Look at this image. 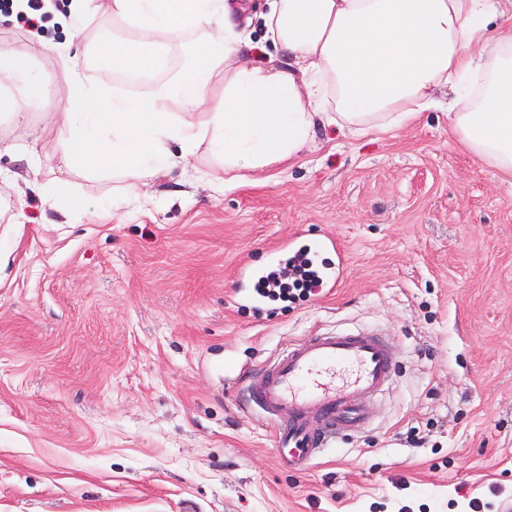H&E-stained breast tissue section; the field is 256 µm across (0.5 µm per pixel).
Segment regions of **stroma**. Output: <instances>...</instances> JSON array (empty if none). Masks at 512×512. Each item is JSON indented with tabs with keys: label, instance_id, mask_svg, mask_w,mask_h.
<instances>
[{
	"label": "stroma",
	"instance_id": "stroma-1",
	"mask_svg": "<svg viewBox=\"0 0 512 512\" xmlns=\"http://www.w3.org/2000/svg\"><path fill=\"white\" fill-rule=\"evenodd\" d=\"M47 32L0 12V48L93 45L110 17ZM39 72L58 83L54 58ZM35 106L0 152V512H512V183L463 151L445 113L386 134L321 128L297 161L217 190L194 166L148 188L75 179L51 205L55 135ZM335 238L331 294L239 297L241 263ZM372 327L398 374L361 433L302 469L241 402L240 378L321 331Z\"/></svg>",
	"mask_w": 512,
	"mask_h": 512
}]
</instances>
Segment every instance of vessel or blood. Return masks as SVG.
<instances>
[{"label": "vessel or blood", "mask_w": 512, "mask_h": 512, "mask_svg": "<svg viewBox=\"0 0 512 512\" xmlns=\"http://www.w3.org/2000/svg\"><path fill=\"white\" fill-rule=\"evenodd\" d=\"M396 369L393 348L377 332L324 333L266 363L247 382L245 402L275 426L289 465H305L366 428V399L381 392Z\"/></svg>", "instance_id": "1"}]
</instances>
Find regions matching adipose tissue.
Returning <instances> with one entry per match:
<instances>
[{
  "mask_svg": "<svg viewBox=\"0 0 512 512\" xmlns=\"http://www.w3.org/2000/svg\"><path fill=\"white\" fill-rule=\"evenodd\" d=\"M71 13H104L116 28L93 54L113 73L145 82L115 97L66 63L65 109L52 115L64 201L74 176L148 182L206 150L207 177L243 182L313 149L333 123L352 136L386 133L438 107L459 146L512 178V0H267L271 49L242 56L251 0H71ZM179 64L167 82L156 77ZM26 55L0 51V141L28 125L51 95ZM179 111H172V103ZM178 151H171V144Z\"/></svg>",
  "mask_w": 512,
  "mask_h": 512,
  "instance_id": "1",
  "label": "adipose tissue"
}]
</instances>
